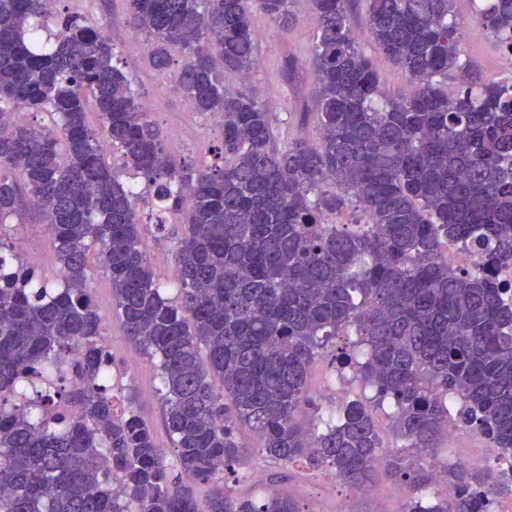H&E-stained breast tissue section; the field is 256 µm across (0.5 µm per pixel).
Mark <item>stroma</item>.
Returning a JSON list of instances; mask_svg holds the SVG:
<instances>
[{
	"instance_id": "35a3bbf8",
	"label": "stroma",
	"mask_w": 512,
	"mask_h": 512,
	"mask_svg": "<svg viewBox=\"0 0 512 512\" xmlns=\"http://www.w3.org/2000/svg\"><path fill=\"white\" fill-rule=\"evenodd\" d=\"M65 6L86 14L95 26L109 32L114 62L133 78L141 101L147 104L152 120L163 132L169 153L187 164L210 163L205 148L220 139L217 121L196 112L188 99L176 94L167 79L151 69L147 53H128L126 46L134 33L128 23L126 0H66ZM454 13L459 21L468 25L461 45L462 57L469 60L485 81L504 78L505 73L498 64L500 47L489 33L473 25L470 0H455ZM252 26L258 35V56L251 80L246 84L266 103L278 143L295 138L315 139L314 125L301 124L298 119L299 113L316 109L317 82L310 64L316 23L310 0H298L295 20L288 31L277 30L259 12L253 13ZM138 211L145 220L141 232L155 278L171 281L175 276L174 241L159 237L154 224L149 223L150 199L139 200ZM16 235L36 256L39 269L48 273L55 271L56 256L45 225L35 218H26L18 225ZM88 275V286L93 290L116 364H124L130 358L137 362L123 382L137 391V411L152 426L157 444L169 447L157 393V370L149 357L123 336L112 309V284L100 271L97 261H90ZM293 473L296 480L292 488L304 499L310 512H394L401 505L392 494V485L384 481L375 486L373 494L366 495L360 489L342 486L328 470L312 471L297 466Z\"/></svg>"
}]
</instances>
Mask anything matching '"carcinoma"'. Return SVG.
<instances>
[{
	"instance_id": "carcinoma-1",
	"label": "carcinoma",
	"mask_w": 512,
	"mask_h": 512,
	"mask_svg": "<svg viewBox=\"0 0 512 512\" xmlns=\"http://www.w3.org/2000/svg\"><path fill=\"white\" fill-rule=\"evenodd\" d=\"M60 2L0 0V512H306L274 487L284 473L260 498L232 492L239 424L286 470L407 489L401 512H487L512 498V473L446 464L457 493L432 494L431 454L449 428L512 452V305L495 286L512 263V76L485 83L460 60L454 0H365L368 38L414 83L393 94L360 49L350 0H311L317 110L302 116L317 138L284 147L266 104L224 86V71L250 80L252 11L286 32L297 0H127L153 70L165 78L180 58L176 91L221 118L213 161L194 167L169 156L110 40ZM475 20L512 48V0H482ZM104 143L150 190L159 233L181 215L174 298L143 248L139 194ZM28 209L50 231L60 278L13 247ZM458 242L481 248L482 276L442 257ZM92 251L124 336L160 371L170 453L136 393L120 386L123 406L112 394ZM352 334L333 363L373 396L324 416L308 371Z\"/></svg>"
}]
</instances>
